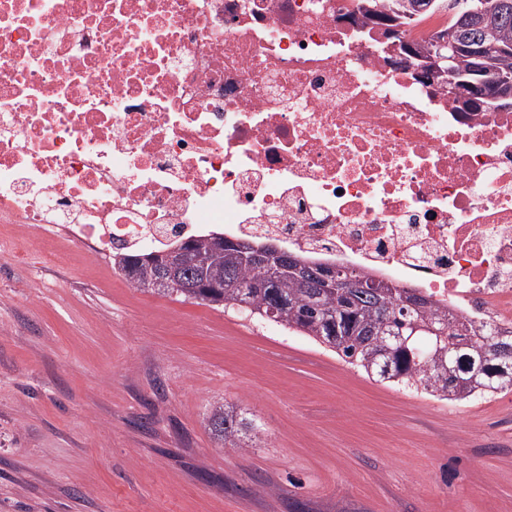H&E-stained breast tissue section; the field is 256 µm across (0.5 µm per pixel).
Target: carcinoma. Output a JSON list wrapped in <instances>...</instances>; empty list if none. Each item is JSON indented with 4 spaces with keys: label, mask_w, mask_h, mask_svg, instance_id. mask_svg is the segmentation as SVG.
I'll return each instance as SVG.
<instances>
[{
    "label": "carcinoma",
    "mask_w": 512,
    "mask_h": 512,
    "mask_svg": "<svg viewBox=\"0 0 512 512\" xmlns=\"http://www.w3.org/2000/svg\"><path fill=\"white\" fill-rule=\"evenodd\" d=\"M495 2L497 8L486 18L470 16L465 0H359L358 12L365 24L384 26L391 41L419 58L437 53L445 32L430 42L407 46L405 36L415 18L448 13V28L484 49L485 88L494 93L501 79H512V0ZM453 101L462 112L512 106V97L498 102L482 97ZM242 244L251 246L253 241L222 235L215 240L207 234L180 243L183 249L204 251L206 268L188 267L180 279L167 282L160 281L166 248L122 252L112 259V266L125 276L138 271L137 288L184 299L191 298L192 291L196 301L307 336L369 376L441 400L465 401L512 386V335L491 326L477 331L462 316L451 323L448 309L417 289L349 267L338 287L325 291L291 271V252L283 250L272 264H261L244 259ZM182 282L197 287L183 288ZM209 429L222 446L247 448L254 425L224 404L209 417Z\"/></svg>",
    "instance_id": "cac0c4a2"
}]
</instances>
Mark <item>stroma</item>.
<instances>
[{"mask_svg": "<svg viewBox=\"0 0 512 512\" xmlns=\"http://www.w3.org/2000/svg\"><path fill=\"white\" fill-rule=\"evenodd\" d=\"M0 512H512V389L440 401L31 246L0 262ZM209 429L214 439L225 448H248V432L254 430L252 421L230 405H222L209 417Z\"/></svg>", "mask_w": 512, "mask_h": 512, "instance_id": "stroma-1", "label": "stroma"}]
</instances>
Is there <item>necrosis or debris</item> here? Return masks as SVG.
<instances>
[{
	"mask_svg": "<svg viewBox=\"0 0 512 512\" xmlns=\"http://www.w3.org/2000/svg\"><path fill=\"white\" fill-rule=\"evenodd\" d=\"M214 224L512 332V110L456 111L357 0H0V258Z\"/></svg>",
	"mask_w": 512,
	"mask_h": 512,
	"instance_id": "1",
	"label": "necrosis or debris"
}]
</instances>
